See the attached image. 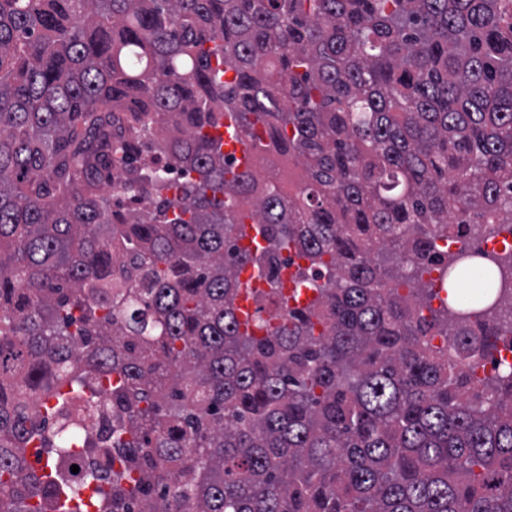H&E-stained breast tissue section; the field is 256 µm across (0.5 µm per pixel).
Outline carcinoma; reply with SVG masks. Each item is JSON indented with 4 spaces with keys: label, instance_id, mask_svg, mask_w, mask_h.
<instances>
[{
    "label": "carcinoma",
    "instance_id": "obj_1",
    "mask_svg": "<svg viewBox=\"0 0 512 512\" xmlns=\"http://www.w3.org/2000/svg\"><path fill=\"white\" fill-rule=\"evenodd\" d=\"M481 225L512 233V0H0V512H512ZM286 252L306 305L239 279ZM97 448L108 493L67 468ZM235 127L234 130L231 127ZM210 132L216 138H220L224 141V151L233 153L238 159L241 160L242 163L246 161V147L240 141L237 133L236 125L231 122L229 119H225V121L221 122L220 127L211 128Z\"/></svg>",
    "mask_w": 512,
    "mask_h": 512
}]
</instances>
